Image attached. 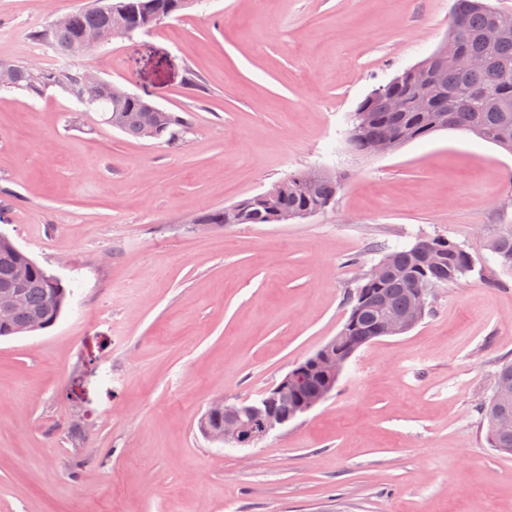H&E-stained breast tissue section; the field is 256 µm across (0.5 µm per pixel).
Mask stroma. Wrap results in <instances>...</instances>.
Listing matches in <instances>:
<instances>
[{"instance_id": "35a3bbf8", "label": "stroma", "mask_w": 512, "mask_h": 512, "mask_svg": "<svg viewBox=\"0 0 512 512\" xmlns=\"http://www.w3.org/2000/svg\"><path fill=\"white\" fill-rule=\"evenodd\" d=\"M455 0H199L61 61L32 41L88 0H0V61L93 69L185 118L134 139L59 89L0 86V233L70 289L51 327L0 338V512H512V456L478 403L512 360V154L443 130L377 156L349 116L429 56ZM311 169L333 209L186 219ZM441 237L473 270L408 333L349 360L311 412L249 448L207 439L336 336L359 269ZM503 271L512 272V224H498L490 244Z\"/></svg>"}]
</instances>
